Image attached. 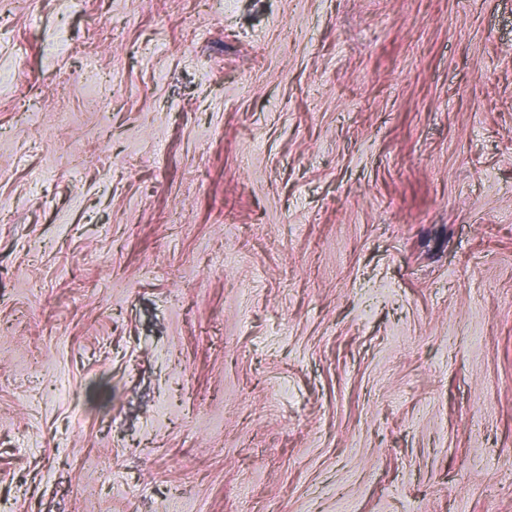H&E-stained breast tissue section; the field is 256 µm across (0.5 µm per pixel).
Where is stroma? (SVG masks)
<instances>
[{
	"label": "stroma",
	"mask_w": 512,
	"mask_h": 512,
	"mask_svg": "<svg viewBox=\"0 0 512 512\" xmlns=\"http://www.w3.org/2000/svg\"><path fill=\"white\" fill-rule=\"evenodd\" d=\"M180 497L512 512V0H0V512Z\"/></svg>",
	"instance_id": "stroma-1"
}]
</instances>
